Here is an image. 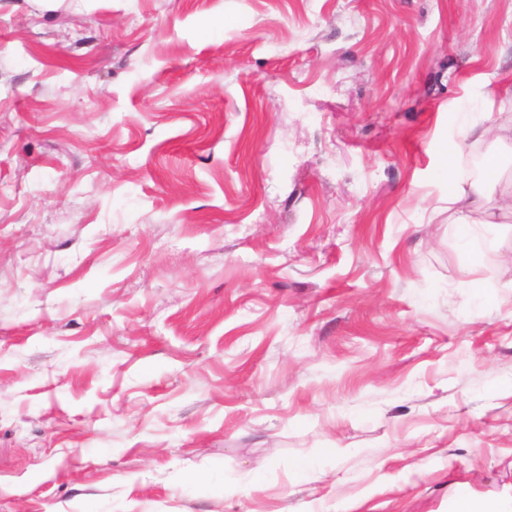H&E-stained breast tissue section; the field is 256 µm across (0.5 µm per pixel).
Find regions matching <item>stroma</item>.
Segmentation results:
<instances>
[{"mask_svg":"<svg viewBox=\"0 0 512 512\" xmlns=\"http://www.w3.org/2000/svg\"><path fill=\"white\" fill-rule=\"evenodd\" d=\"M462 112L512 0H0V512H512Z\"/></svg>","mask_w":512,"mask_h":512,"instance_id":"35a3bbf8","label":"stroma"}]
</instances>
